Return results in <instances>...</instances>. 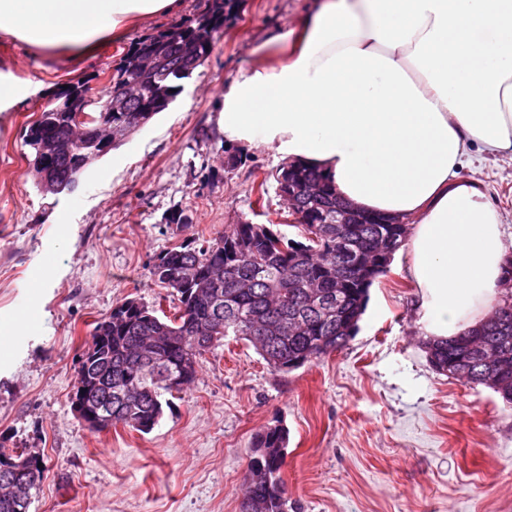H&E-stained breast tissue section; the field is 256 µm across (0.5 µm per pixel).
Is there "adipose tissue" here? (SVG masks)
Segmentation results:
<instances>
[{"mask_svg":"<svg viewBox=\"0 0 512 512\" xmlns=\"http://www.w3.org/2000/svg\"><path fill=\"white\" fill-rule=\"evenodd\" d=\"M182 0H0V36L81 68ZM222 91L226 140L328 174L368 212L409 218L408 273L434 338L486 321L504 226L454 179L467 147L512 152V0H308Z\"/></svg>","mask_w":512,"mask_h":512,"instance_id":"adipose-tissue-1","label":"adipose tissue"}]
</instances>
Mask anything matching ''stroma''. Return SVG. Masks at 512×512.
<instances>
[{"label":"stroma","instance_id":"obj_1","mask_svg":"<svg viewBox=\"0 0 512 512\" xmlns=\"http://www.w3.org/2000/svg\"><path fill=\"white\" fill-rule=\"evenodd\" d=\"M305 0H237L210 57L173 103L92 165L70 194L35 185L25 129L66 85L105 93L102 71L127 48L106 43L75 72L21 43L0 41V78L16 100L0 110V323L34 317L0 354V445L44 466L30 512H240L253 436L289 432L282 477L300 512H512V405L430 365L406 250L369 290L342 350L272 371L229 338L198 362L153 430L103 432L76 418L70 395L97 321L127 298L170 310L150 277L158 255L231 225L298 231L278 196L254 186L284 161L268 146L227 141L220 92L251 50L296 23ZM241 153L232 168L225 158ZM501 213L512 262V155L470 148L458 169ZM184 213L185 224L170 223Z\"/></svg>","mask_w":512,"mask_h":512}]
</instances>
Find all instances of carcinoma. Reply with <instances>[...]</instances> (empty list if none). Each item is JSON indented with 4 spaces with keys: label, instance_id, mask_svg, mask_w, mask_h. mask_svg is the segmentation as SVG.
Returning a JSON list of instances; mask_svg holds the SVG:
<instances>
[{
    "label": "carcinoma",
    "instance_id": "carcinoma-1",
    "mask_svg": "<svg viewBox=\"0 0 512 512\" xmlns=\"http://www.w3.org/2000/svg\"><path fill=\"white\" fill-rule=\"evenodd\" d=\"M235 8L233 0H208L202 14L155 34L134 38L107 78L112 84L134 81L142 94L128 112L112 113V124L127 123L135 112L151 108L161 98L171 104L191 76L211 55L215 40ZM151 53L163 66L142 69L134 60ZM96 103L86 107L90 120L76 126L69 112H40L25 130L36 177L49 173L58 183L79 178L96 161L83 148L100 136L102 113ZM46 141L57 144L49 157L40 155ZM299 181L318 183L320 196L302 197L288 211L301 240L281 232L257 233L256 224H235L198 246L181 244L163 251L150 270L152 279L171 289L173 313L157 311L130 298L112 308V339L105 344L112 370V425L148 433L163 416L169 397L183 391L196 376L198 360L226 336L254 348L272 370L288 373L344 348L354 336L364 312L369 288L390 271L391 262L361 265L343 273L350 263L348 244L326 238L324 222L336 220V189L320 170L301 164ZM357 249L387 244L389 225L368 224L351 216L341 225ZM504 325L486 321L459 336L428 341L433 367L450 378L487 385L512 403V296L492 310ZM299 318L293 334L281 335L277 325ZM288 431L275 427L254 435L253 457L265 459L264 476L245 478L243 502L261 503V512H285L288 498L281 476ZM37 459L0 446V466L11 465L38 489L43 469Z\"/></svg>",
    "mask_w": 512,
    "mask_h": 512
}]
</instances>
